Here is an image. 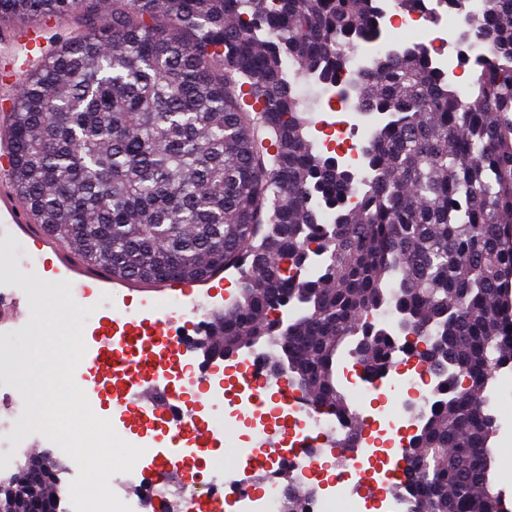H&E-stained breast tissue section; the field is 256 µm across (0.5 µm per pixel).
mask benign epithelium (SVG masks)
<instances>
[{
  "instance_id": "obj_1",
  "label": "benign epithelium",
  "mask_w": 512,
  "mask_h": 512,
  "mask_svg": "<svg viewBox=\"0 0 512 512\" xmlns=\"http://www.w3.org/2000/svg\"><path fill=\"white\" fill-rule=\"evenodd\" d=\"M53 461L50 454L34 457L7 486H0V494L6 493L5 512H54L57 503H46L40 489L51 480L53 472L48 465Z\"/></svg>"
}]
</instances>
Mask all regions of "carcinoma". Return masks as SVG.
Masks as SVG:
<instances>
[{
  "label": "carcinoma",
  "mask_w": 512,
  "mask_h": 512,
  "mask_svg": "<svg viewBox=\"0 0 512 512\" xmlns=\"http://www.w3.org/2000/svg\"><path fill=\"white\" fill-rule=\"evenodd\" d=\"M487 2L460 34L480 48L474 98L422 46L356 75L378 117L357 172L308 138L285 62L330 86L353 74L380 0H112L108 15L99 0H0V17L84 27L12 107L13 183L36 219L115 276L236 271L204 338L216 353L264 340L316 408L352 413L347 358L368 373L416 357L436 409L394 486L412 512H503L482 400L512 364V0ZM290 304L302 313L276 318ZM381 310L406 328L380 326Z\"/></svg>",
  "instance_id": "carcinoma-1"
}]
</instances>
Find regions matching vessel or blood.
<instances>
[{
    "label": "vessel or blood",
    "mask_w": 512,
    "mask_h": 512,
    "mask_svg": "<svg viewBox=\"0 0 512 512\" xmlns=\"http://www.w3.org/2000/svg\"><path fill=\"white\" fill-rule=\"evenodd\" d=\"M16 147L10 122L0 119V180H10ZM27 240L31 259L24 275L0 276V332L13 322V313L25 305L30 275L48 282L66 281L79 285L78 300L86 306L101 301L109 311L103 323L86 331L87 362L101 375L102 383H111L113 375L142 381L143 389L125 399L126 407L138 412L157 411L164 416V432L175 451L190 453L194 448L212 447L215 434L208 424L191 416L179 406L173 387L165 384L168 368L187 359L192 349L173 334L171 305H190L208 297L212 279L195 282L163 281L140 286L136 281L103 272L78 260L70 245L64 244L42 225L15 194L0 192V244ZM138 301L137 312H130L131 301Z\"/></svg>",
    "instance_id": "obj_1"
}]
</instances>
